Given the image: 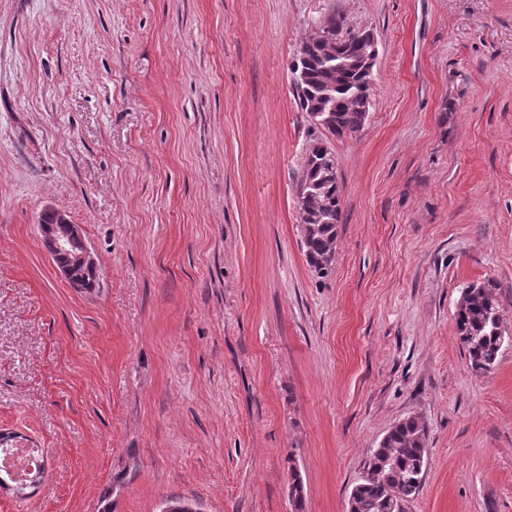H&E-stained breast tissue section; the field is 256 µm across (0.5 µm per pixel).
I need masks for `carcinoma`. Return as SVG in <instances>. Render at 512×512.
Returning a JSON list of instances; mask_svg holds the SVG:
<instances>
[{
  "label": "carcinoma",
  "mask_w": 512,
  "mask_h": 512,
  "mask_svg": "<svg viewBox=\"0 0 512 512\" xmlns=\"http://www.w3.org/2000/svg\"><path fill=\"white\" fill-rule=\"evenodd\" d=\"M323 30L326 38L303 42L292 63L291 73L298 75L293 93L310 117L325 114V122L312 127L320 126L335 137L353 136L363 129L371 108L373 71L361 64L363 31L336 12L323 21ZM328 56L344 65L325 67L323 59ZM296 195L306 263L326 275L336 250L342 195L336 158L321 138L313 139L304 156ZM494 288L488 283L465 289L454 313L457 336L476 373L494 368L504 349L496 323L501 304ZM427 459V431L420 419L407 417L395 423L371 450L366 475L353 487L352 512H405L421 486Z\"/></svg>",
  "instance_id": "1"
}]
</instances>
